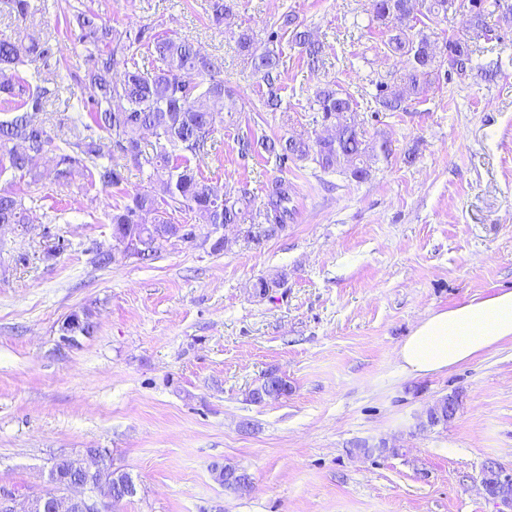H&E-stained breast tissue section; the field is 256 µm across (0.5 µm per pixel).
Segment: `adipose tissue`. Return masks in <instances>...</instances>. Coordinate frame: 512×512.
Instances as JSON below:
<instances>
[{"mask_svg":"<svg viewBox=\"0 0 512 512\" xmlns=\"http://www.w3.org/2000/svg\"><path fill=\"white\" fill-rule=\"evenodd\" d=\"M512 339V291L430 314L402 344L398 357L411 375H426L476 357Z\"/></svg>","mask_w":512,"mask_h":512,"instance_id":"obj_1","label":"adipose tissue"}]
</instances>
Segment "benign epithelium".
<instances>
[{"mask_svg":"<svg viewBox=\"0 0 512 512\" xmlns=\"http://www.w3.org/2000/svg\"><path fill=\"white\" fill-rule=\"evenodd\" d=\"M112 261L131 257L130 238L120 234L113 236ZM75 466L81 471L78 479H61L56 470L48 472L45 490L24 497L23 507H18L17 496L13 492H0V512H109L115 504L131 495L132 487L103 486L94 480V475L107 463L108 451L105 448H86L74 456ZM506 467L496 459L483 461L479 472V484L486 497L498 506L512 512V496L496 493L491 479L507 480Z\"/></svg>","mask_w":512,"mask_h":512,"instance_id":"7a95c632","label":"benign epithelium"}]
</instances>
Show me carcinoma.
<instances>
[{"label":"carcinoma","instance_id":"cac0c4a2","mask_svg":"<svg viewBox=\"0 0 512 512\" xmlns=\"http://www.w3.org/2000/svg\"><path fill=\"white\" fill-rule=\"evenodd\" d=\"M234 0H209V19L219 26L233 9ZM456 0H372V18L388 29L383 46L403 57L406 72L403 88L379 80L375 93L360 102L334 82L317 87L308 97L314 123L329 124L334 134L312 141L294 138L246 136L238 141L241 156L267 155L283 167L288 161H308L325 173L349 166L350 177L361 180L368 175L365 160L373 154L389 156L386 140L365 139L357 113L398 112L405 97L423 93L428 78L446 69L448 79L468 78L479 67L480 54L489 51L482 43L493 40V19L512 16V0H467V33L448 38L443 54L435 52L427 23L455 9ZM422 29L415 30L416 24ZM72 32L85 50L83 78L87 91L83 99L86 115L65 131L52 133L38 119L47 101L54 96L52 80L31 84L23 68L41 58L48 48L38 41L24 44L0 34V98L15 102L13 116L0 121V178L10 177L12 189H0V224L27 223L25 194L17 185L39 182L41 173L34 160L53 156L58 183H70L72 176L87 177L88 184L104 189L119 187L125 181L123 170L133 166L147 172V183L128 196L123 205L107 214L112 229L137 232L142 243L140 259L152 261L171 241L162 224L173 223V214L191 211L206 224L234 225L251 243L261 237L260 224H286L293 216L295 187L285 176L273 178L266 186L265 199L257 209L242 196L224 198V192L201 177L191 159L207 150L214 132L213 104L221 111H244L245 103L231 87L224 85L222 68L203 55L186 38L175 33L155 32L141 26L137 33L117 31L92 10L73 7ZM295 46L312 69L326 65L323 43L301 28L294 14H286L267 42L254 40L246 30L237 37V47L251 67L252 74L267 87L263 106L268 112L281 107L279 95L282 69L285 68L281 41ZM143 48L156 66L141 69L134 47ZM154 136L150 149L141 144V134ZM95 324L86 313L74 314L65 323V336H91ZM288 381L275 372L250 392L254 403L285 397ZM431 426L448 425V411L438 401L425 411Z\"/></svg>","mask_w":512,"mask_h":512}]
</instances>
